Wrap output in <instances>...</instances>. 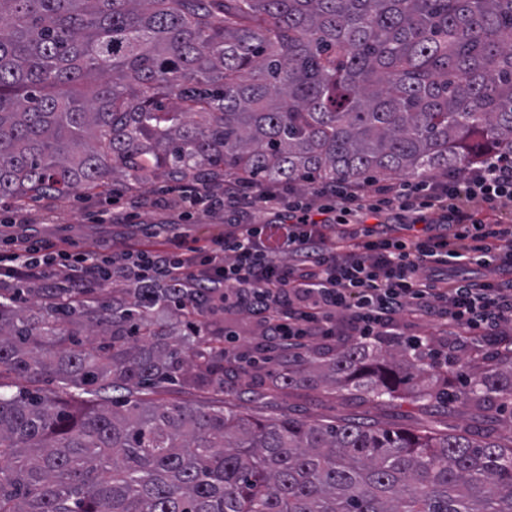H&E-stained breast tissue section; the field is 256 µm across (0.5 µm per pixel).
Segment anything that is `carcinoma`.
I'll return each instance as SVG.
<instances>
[{"label": "carcinoma", "instance_id": "obj_1", "mask_svg": "<svg viewBox=\"0 0 512 512\" xmlns=\"http://www.w3.org/2000/svg\"><path fill=\"white\" fill-rule=\"evenodd\" d=\"M509 151L512 0H0V198L426 180ZM48 297L0 292V512H512V439L149 402L194 347L136 302ZM496 362L460 400L512 399ZM314 368L377 402L421 375L347 343L280 382ZM172 186L166 178L155 177L140 189L138 195L147 198L149 201L165 198L171 202V199L177 195Z\"/></svg>", "mask_w": 512, "mask_h": 512}]
</instances>
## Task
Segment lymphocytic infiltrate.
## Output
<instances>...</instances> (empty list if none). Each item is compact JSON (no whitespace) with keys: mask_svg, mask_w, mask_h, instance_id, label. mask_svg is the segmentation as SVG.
<instances>
[{"mask_svg":"<svg viewBox=\"0 0 512 512\" xmlns=\"http://www.w3.org/2000/svg\"><path fill=\"white\" fill-rule=\"evenodd\" d=\"M184 216L224 209L223 235L206 241L176 224L151 241L128 231L109 249H74L0 230V288L62 274L67 294L89 281L131 283L140 296L159 284L177 297L199 292L201 306L251 318L263 341L291 358L320 338L374 339L397 320L433 324L451 347L481 336L512 351V153L490 156L457 175L427 182H336L311 192L229 175L178 189ZM261 209L286 226L278 251L264 244Z\"/></svg>","mask_w":512,"mask_h":512,"instance_id":"lymphocytic-infiltrate-1","label":"lymphocytic infiltrate"}]
</instances>
